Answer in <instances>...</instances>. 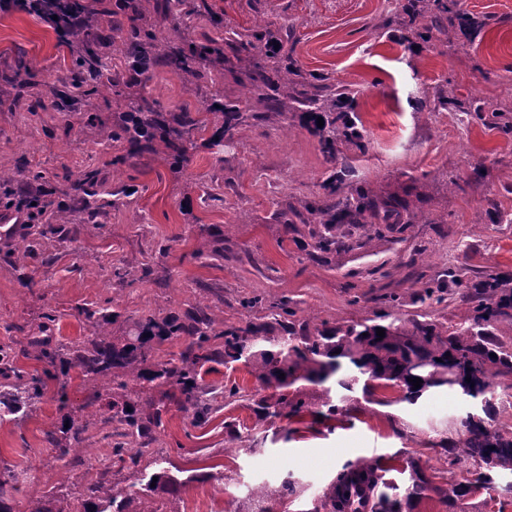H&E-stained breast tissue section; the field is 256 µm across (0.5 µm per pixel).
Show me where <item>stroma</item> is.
Segmentation results:
<instances>
[{"instance_id":"1","label":"stroma","mask_w":512,"mask_h":512,"mask_svg":"<svg viewBox=\"0 0 512 512\" xmlns=\"http://www.w3.org/2000/svg\"><path fill=\"white\" fill-rule=\"evenodd\" d=\"M228 29L270 21L286 35L289 55L305 73L351 85L364 129L363 147L345 148L328 162L299 111L243 126L238 142L216 156L198 140L183 172L162 158L135 168L112 167L111 142L80 135L77 114L56 109L57 97L72 95L67 81L71 56L57 46L51 23L16 10H0V170L15 173L0 189V215H15L27 197L65 188V175L101 170L105 190L116 192L99 228L82 229L77 241L50 239L46 264L8 258L22 236L48 223L36 216L0 226V348L17 355L27 374L40 362L22 355L23 335L35 334L44 312L54 311L57 343H77L91 329L77 310L112 308L109 327L120 336L126 320L144 314L183 318L199 304L218 305L225 325L242 326L265 314L242 309V299L265 304L288 298L297 319L330 322L371 316L388 307L392 294L410 295L408 262L425 249L431 271L449 265L469 276L494 270L512 276V137L480 121L460 103H512V0H462L484 17L476 38L452 29L449 44H414L379 25L405 0H206ZM37 68L40 81L23 110H11L14 92L4 75L18 56ZM218 84L199 79L194 91L168 68H158L149 94L164 112H200L214 90L221 103L257 111L243 88L236 60L218 65ZM446 85L457 105H434L435 85ZM346 183L380 188L402 200L411 220L401 233L324 261L312 260L302 231L285 232L275 217L283 200L324 196L333 174ZM224 243L216 260L197 255L203 240ZM124 267V284L108 269ZM67 405L45 393L40 410L18 425L0 409V468L13 470V512H31L36 497L68 498L96 480L100 463L112 457L107 426L84 404L88 392L72 378ZM467 407L454 391H437L401 410L361 404L331 420L304 417L257 422L240 403L216 401L199 425L177 409L164 415L159 433L168 458L187 483L167 501V512H248L247 495L260 484L291 477L296 495L275 512H312L318 498L347 466L370 457L390 459L366 512L382 499L399 501L402 512H448L436 487L463 479L465 462L452 467L444 448L449 422ZM89 420L87 452L58 458L46 434L69 416ZM234 423L239 437L229 441ZM432 491L407 497L415 471Z\"/></svg>"}]
</instances>
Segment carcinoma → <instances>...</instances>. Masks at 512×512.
Here are the masks:
<instances>
[{
    "label": "carcinoma",
    "mask_w": 512,
    "mask_h": 512,
    "mask_svg": "<svg viewBox=\"0 0 512 512\" xmlns=\"http://www.w3.org/2000/svg\"><path fill=\"white\" fill-rule=\"evenodd\" d=\"M104 0H23L25 12L37 17L65 14L77 21L57 28L60 42L74 56L72 80L82 95L105 92L119 97L127 111L118 113L112 128L98 134L112 141L116 154L112 166L137 165L144 155L170 156L185 167L191 161L197 140L211 132V146L222 151L236 142L244 123L262 121L263 112H242L238 106H216L212 102L202 112H160L146 88L156 67L170 66L179 73L205 77L204 70L212 59L229 51L248 69V93L271 111L286 102L298 105L311 133L318 137L328 161L336 160V145L363 147L364 128L361 120L346 108L354 105V92L346 85L331 83L312 75L309 89H296L300 71L284 64L280 52L271 51L276 36L271 25L261 22L233 33L231 38L195 36L192 27H173L170 35L148 23L135 0H124L118 7L125 11L126 21L113 20V11L103 6ZM402 11L409 17L416 35L428 42L433 33L444 31L455 23L470 26L476 32L481 24L471 19L458 0H407ZM103 25L121 35V53L125 69L105 73L102 42L85 37L89 26ZM17 90L14 106H19L35 86L36 71L24 59L18 60L9 74ZM492 118L501 130L512 133V108L491 107ZM324 125L317 126V118ZM98 174L87 170L72 180L71 189L81 192L76 203L62 204L53 199L26 201L39 212L49 213L55 223L51 234H75V215L82 224H96L103 215L104 204L97 198ZM399 203L373 189L357 187L349 192L344 185H334L322 198L310 201L301 213L286 206L277 219L288 230L296 223L308 227L313 258L348 253L382 237L381 224H396ZM41 232L38 238H24L18 249L31 258L47 262ZM416 253L409 266L413 284L419 286L411 296V304L425 302L444 288L465 286L467 272L461 267H448L435 276L424 270ZM406 302L394 301V310L360 321H322L310 326L295 319L288 301L280 300L277 311L264 315V321L249 322L243 327L219 328V319L210 305H197L182 321L159 320L154 315L128 319L122 336H110L108 325L119 317L104 308H77L78 315L92 327L91 336L73 346L52 344L56 315L43 314L41 331L46 336L29 338L28 347L34 358L44 364L43 373L56 382L55 395L60 403L68 398L69 380L56 374V366L78 370L82 384L91 391L88 407L102 413L112 423V456L124 461L131 445L139 450L130 463H140L143 449L156 441L155 432L163 426V415L171 404L193 414L197 423L207 421L212 413L211 401L217 389L203 384V375L213 371L211 364L241 363L263 388L276 392L253 402L258 421L269 418H293L306 414L331 417L340 404L352 401L351 393L361 388L363 397L372 400L377 390L393 389L397 396L376 400L383 406L415 405L423 397L439 389H456L475 407L453 421L461 438L458 445L446 449L454 461L462 457L476 465L472 478L448 481L439 489L452 512H472L471 498L494 485V474L512 473V425L497 419V412L486 388L494 386L497 377L512 378V335L498 334L499 326L512 327V277L481 273L467 296V309L457 321L448 323L426 312L405 314L398 308ZM384 330L380 337L376 329ZM173 337H183L182 351L165 362L155 361L153 345ZM496 357H491V354ZM285 378H279L280 374ZM471 381H466V378ZM422 379L413 389L412 379ZM0 404L22 419L39 408L43 379L28 377L15 365V356L0 354ZM112 402L100 405L103 397ZM88 425L80 418H69V428L57 437L46 434L58 457L69 455L88 441ZM151 464L157 478L143 487H120L100 480L86 488L75 508L55 505L48 497L37 500L32 512H165L157 505L165 495H174L183 481L170 473L169 459L161 451L153 452ZM379 466L362 458L339 476V485H331L314 512H340L341 504L352 489L375 482ZM296 491L288 479L277 485L261 484L249 496L251 512H273L267 504L282 500Z\"/></svg>",
    "instance_id": "obj_1"
}]
</instances>
